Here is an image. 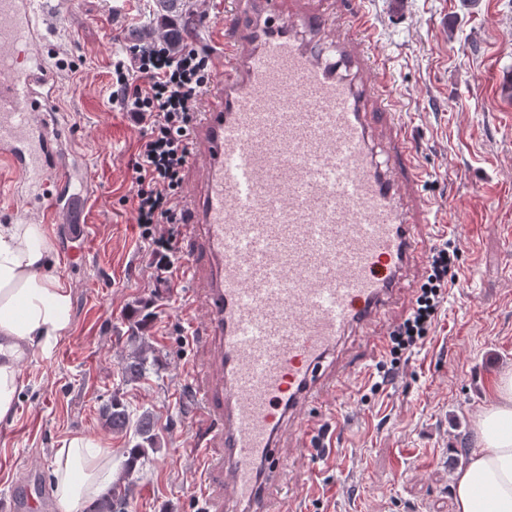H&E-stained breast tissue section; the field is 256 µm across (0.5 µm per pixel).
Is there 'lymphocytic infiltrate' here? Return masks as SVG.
<instances>
[{"mask_svg": "<svg viewBox=\"0 0 512 512\" xmlns=\"http://www.w3.org/2000/svg\"><path fill=\"white\" fill-rule=\"evenodd\" d=\"M211 46L195 42L174 51L160 40L130 49L115 67L112 99L144 128L131 162L136 190L129 200L151 248L156 281L172 272L173 245L182 234L178 193L190 156V131L212 78ZM460 249L456 237L441 236L428 256L426 276L401 320L388 336L379 370L391 379L422 346L457 283Z\"/></svg>", "mask_w": 512, "mask_h": 512, "instance_id": "obj_1", "label": "lymphocytic infiltrate"}]
</instances>
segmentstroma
Listing matches in <instances>:
<instances>
[{"mask_svg":"<svg viewBox=\"0 0 512 512\" xmlns=\"http://www.w3.org/2000/svg\"><path fill=\"white\" fill-rule=\"evenodd\" d=\"M155 0H59L45 49L59 73L56 108L100 191L90 242L63 256L51 237L48 274L71 288L73 326L52 359L26 354L14 413L0 420V453L34 468L45 485L65 440L77 434L111 449L123 468L129 433L105 428L112 395L151 412L158 447L140 467L128 512H204L196 491L200 424L190 373L205 362V334L189 338L185 290L157 282L149 246L125 199L140 127L113 102L112 72ZM390 59L395 108L417 144L421 195L432 236L460 241L459 280L434 331L381 389L367 336L350 337L336 361L350 367L336 411L346 428L335 457L291 453L283 475L297 496L269 512H454L455 474L481 449L477 423L512 371V0H366ZM148 305L150 350L139 381L122 366L134 309Z\"/></svg>","mask_w":512,"mask_h":512,"instance_id":"stroma-1","label":"stroma"}]
</instances>
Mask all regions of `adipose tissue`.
<instances>
[{"mask_svg":"<svg viewBox=\"0 0 512 512\" xmlns=\"http://www.w3.org/2000/svg\"><path fill=\"white\" fill-rule=\"evenodd\" d=\"M51 257L44 225L0 226V419L22 389V356L31 350L51 358L71 329L70 290L45 273ZM478 432L481 450L456 474L455 512H512V372L500 376ZM54 477L62 512H77L111 485L112 452L93 437L72 436L58 452Z\"/></svg>","mask_w":512,"mask_h":512,"instance_id":"adipose-tissue-1","label":"adipose tissue"}]
</instances>
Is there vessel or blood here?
<instances>
[{"mask_svg":"<svg viewBox=\"0 0 512 512\" xmlns=\"http://www.w3.org/2000/svg\"><path fill=\"white\" fill-rule=\"evenodd\" d=\"M38 0H0V192L6 224H62L89 235L90 190L72 186L82 162L62 137L57 75L44 61ZM215 30L221 72L191 131L185 170L189 326L205 320L212 352L196 387L198 415L221 461H200V497L224 512H267L282 488L283 436L312 440L308 408L342 384L345 336L384 322L415 285L430 203L407 124L393 108L376 24L351 4L350 30L284 0H224ZM313 34L310 43L300 33ZM338 49L354 76L323 60ZM389 132L377 168L375 128ZM33 474L16 477L0 512H53Z\"/></svg>","mask_w":512,"mask_h":512,"instance_id":"obj_1","label":"vessel or blood"}]
</instances>
